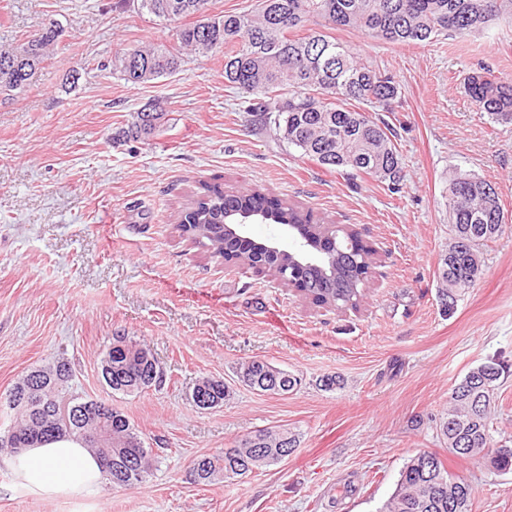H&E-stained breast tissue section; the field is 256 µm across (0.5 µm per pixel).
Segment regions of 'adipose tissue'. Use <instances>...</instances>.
<instances>
[{
    "instance_id": "obj_1",
    "label": "adipose tissue",
    "mask_w": 512,
    "mask_h": 512,
    "mask_svg": "<svg viewBox=\"0 0 512 512\" xmlns=\"http://www.w3.org/2000/svg\"><path fill=\"white\" fill-rule=\"evenodd\" d=\"M16 491L43 499L82 498L104 482L97 459L70 436L39 443L5 458Z\"/></svg>"
}]
</instances>
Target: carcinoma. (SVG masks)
Wrapping results in <instances>:
<instances>
[{
  "instance_id": "carcinoma-1",
  "label": "carcinoma",
  "mask_w": 512,
  "mask_h": 512,
  "mask_svg": "<svg viewBox=\"0 0 512 512\" xmlns=\"http://www.w3.org/2000/svg\"><path fill=\"white\" fill-rule=\"evenodd\" d=\"M250 13L226 12L194 21L176 32V43L144 45L115 54L107 68L127 84L141 86L176 72L186 54L224 52V84L253 95L249 110L255 122L274 125L288 145L328 170L354 179L369 175L396 193L403 181L401 154L394 130L372 120L361 106L377 105L385 112L400 99L394 76L364 59L350 45L324 29L364 30L394 44H421L439 36L471 33L484 28L512 0H257ZM209 0H136L137 9L164 21L194 16L207 10ZM38 39L0 49V95L14 96L29 84L39 65L64 34L63 26ZM307 29L302 37L294 32ZM464 89L482 112L498 123H512V83L482 68L468 75ZM164 118L160 106L137 111L135 120L117 134L119 140H146ZM489 183L459 172L448 184V216L452 241L442 255L437 278L439 300L453 312L462 291L475 283L481 271L480 248L501 233L503 210ZM259 212L278 224H302L308 235L320 234L312 212L284 203L261 189L227 193L216 183H204L181 212V232L194 243L211 246L214 254L234 257L251 267L261 255L250 245L228 235L225 216L238 211ZM375 251L352 231L336 230L323 243L322 261L313 267L303 260L294 265L300 293L312 304L336 311L356 309L374 266ZM106 355L111 359L112 394L138 395L154 386L157 360L143 344L127 336L113 337ZM504 373L495 362L470 369L453 386L448 413L439 431L450 452L481 458L498 472L512 471V448L486 452L494 410V394ZM238 381L261 393L286 394L298 379L264 360L241 364ZM73 371L61 361L36 368L10 390L13 411L7 447L17 453L38 442L67 434L82 440L101 461L106 480L115 487L145 480L154 466L152 449L121 410L112 409L107 438L93 435L99 421L83 414V402L68 395ZM230 387L221 378H205L193 389L192 401L202 396L204 408L224 404ZM296 435L281 429H260L218 454L200 456L192 477L212 485L235 480L254 470L282 461L297 447ZM473 489L457 480L436 454L413 456L401 472L397 487L381 512H470Z\"/></svg>"
}]
</instances>
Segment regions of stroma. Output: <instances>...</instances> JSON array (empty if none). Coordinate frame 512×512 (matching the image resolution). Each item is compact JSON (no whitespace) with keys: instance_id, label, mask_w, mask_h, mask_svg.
Instances as JSON below:
<instances>
[{"instance_id":"1","label":"stroma","mask_w":512,"mask_h":512,"mask_svg":"<svg viewBox=\"0 0 512 512\" xmlns=\"http://www.w3.org/2000/svg\"><path fill=\"white\" fill-rule=\"evenodd\" d=\"M51 19L65 28L55 50L24 91L0 96V406L30 370L68 360L71 393L123 410L158 462L136 487L72 500L23 496L1 467L0 512H379L420 451L472 484L471 512H512V473L450 453L437 428L453 385L497 360L507 373L490 445L512 442V124L492 122L464 91L479 68L512 79V16L423 45L336 31L401 86L394 111L368 110L396 132L398 194L327 171L255 124L224 84L222 55L141 86L104 70L123 49L175 42L179 22L131 0H0V47ZM156 101L166 114L155 136L113 143ZM459 170L492 185L504 223L448 314L436 273ZM205 182L258 186L356 229L376 250L359 308L316 307L182 236L179 215ZM123 335L151 349L161 386L123 397L104 384L102 360ZM252 359L299 386L275 395L242 385L236 369ZM328 376L337 387H322ZM207 377L233 397L201 410L191 395ZM270 427L298 435L288 457L240 480L194 483L197 458Z\"/></svg>"}]
</instances>
